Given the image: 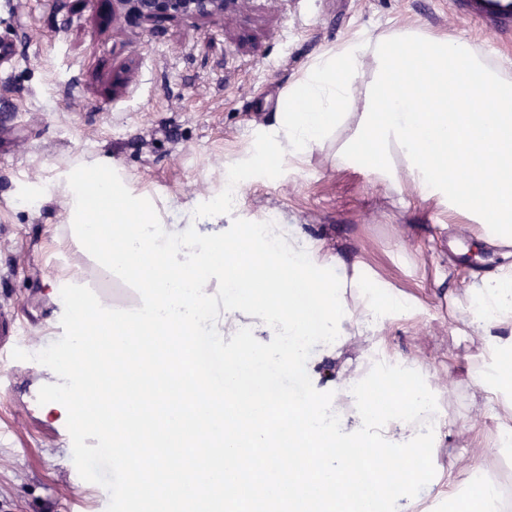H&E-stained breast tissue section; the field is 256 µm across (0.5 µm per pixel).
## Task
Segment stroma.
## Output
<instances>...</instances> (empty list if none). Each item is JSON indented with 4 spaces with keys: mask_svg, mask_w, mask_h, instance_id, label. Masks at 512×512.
I'll return each mask as SVG.
<instances>
[{
    "mask_svg": "<svg viewBox=\"0 0 512 512\" xmlns=\"http://www.w3.org/2000/svg\"><path fill=\"white\" fill-rule=\"evenodd\" d=\"M406 26L462 36L512 80V32L490 35L448 0H243L224 18L160 30L126 23L112 0H0V44L15 50L0 65V310L25 328L24 358L8 367L15 390L0 398V512H103L105 478L72 482L34 385L69 340L58 331L65 298L49 278L77 268L89 287L106 283L68 229L57 186L70 168L106 161L163 223L186 224L222 189L226 166L270 135L289 86L318 56ZM333 153L253 175L224 220L197 231L296 225L345 261L363 259L411 301L412 316L383 321L339 355L312 323L304 364L270 379L260 361L251 385L301 384L332 419L377 356L417 365L438 415V431L419 441L430 473L470 458L512 500V447H500L501 424L471 374L494 356L471 341L457 306L471 280L496 272L498 248L458 231L464 216L359 162L336 166Z\"/></svg>",
    "mask_w": 512,
    "mask_h": 512,
    "instance_id": "35a3bbf8",
    "label": "stroma"
}]
</instances>
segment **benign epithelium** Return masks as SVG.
Returning a JSON list of instances; mask_svg holds the SVG:
<instances>
[{
    "label": "benign epithelium",
    "mask_w": 512,
    "mask_h": 512,
    "mask_svg": "<svg viewBox=\"0 0 512 512\" xmlns=\"http://www.w3.org/2000/svg\"><path fill=\"white\" fill-rule=\"evenodd\" d=\"M242 0H113L124 20L156 29L175 18L212 20L238 9Z\"/></svg>",
    "instance_id": "1"
}]
</instances>
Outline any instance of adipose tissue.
I'll use <instances>...</instances> for the list:
<instances>
[{"mask_svg": "<svg viewBox=\"0 0 512 512\" xmlns=\"http://www.w3.org/2000/svg\"><path fill=\"white\" fill-rule=\"evenodd\" d=\"M410 58L417 62L412 70L404 65ZM367 64L372 87L395 88L394 96L361 93ZM451 84L463 91L453 106L446 94ZM347 123L354 129L336 150L337 164L357 160L379 179L407 182L421 200L443 202L450 212L474 219L484 243L512 246V82L485 64L466 39L402 28L324 52L289 86L269 142L249 151L247 163L272 172L282 157L304 161ZM63 197L73 235L88 256L138 291L132 304L119 307L68 276L76 330L59 360L73 391L55 402L61 413L93 423L114 447L137 433L156 469L175 474V481L152 483L145 472L124 469L121 494L130 512H223L226 500L250 493L264 499L267 512H298L300 499L324 484L336 487V512H354L345 459L322 466L315 477L280 485L288 463L269 411L281 397L244 392L243 378L259 350L227 360L224 339L240 335L241 314L252 312L256 331L289 337L282 357L296 367L305 357L299 340L308 333V310L321 312L324 336L346 343L382 318L376 295L388 291L389 282L367 281L363 261L345 263L323 241L266 224L245 236L204 238L161 223L154 205L106 166L72 169ZM466 296L472 309L463 320L474 339L490 345L499 359H511L512 276L483 277L467 286ZM161 323L192 350L186 364L161 349L130 354L135 339L152 335ZM109 330L113 409L103 415L86 403L96 377L83 359L92 336ZM218 359L235 404L226 408L200 397L194 428L183 431L180 375L191 368L209 388L206 364ZM393 378L399 387L377 398L375 387ZM149 396L166 402L167 413L143 418ZM346 397L366 429L399 438L402 465L419 455L422 427L436 414L416 368L373 370ZM293 420L295 434L316 447L349 438L341 425L326 427L312 407L296 408ZM260 448L266 451V477L243 487L238 472Z\"/></svg>", "mask_w": 512, "mask_h": 512, "instance_id": "obj_1", "label": "adipose tissue"}]
</instances>
